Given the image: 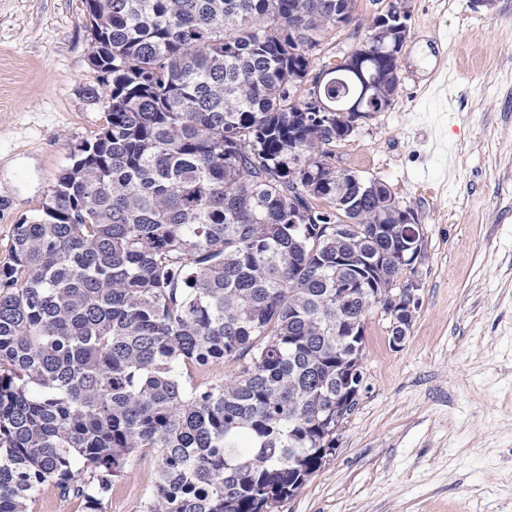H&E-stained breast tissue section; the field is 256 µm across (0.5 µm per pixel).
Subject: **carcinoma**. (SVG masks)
<instances>
[{
    "label": "carcinoma",
    "mask_w": 512,
    "mask_h": 512,
    "mask_svg": "<svg viewBox=\"0 0 512 512\" xmlns=\"http://www.w3.org/2000/svg\"><path fill=\"white\" fill-rule=\"evenodd\" d=\"M84 2L110 95L0 266V512L47 484L103 512L142 448L159 452L144 512H276L357 405L364 293L406 270L395 197L336 184L331 146L394 102L377 48L410 27L389 4L303 96L357 0ZM222 361L241 368L189 384Z\"/></svg>",
    "instance_id": "obj_1"
}]
</instances>
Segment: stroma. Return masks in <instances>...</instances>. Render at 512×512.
I'll return each instance as SVG.
<instances>
[{"instance_id":"1","label":"stroma","mask_w":512,"mask_h":512,"mask_svg":"<svg viewBox=\"0 0 512 512\" xmlns=\"http://www.w3.org/2000/svg\"><path fill=\"white\" fill-rule=\"evenodd\" d=\"M389 0H357L311 57L360 46ZM391 107L360 120L334 165L417 214L419 306L400 344L372 308L364 385L336 452L279 512H512V0H411ZM83 0H0V265L76 144L105 122ZM157 468L128 459L105 512H142Z\"/></svg>"}]
</instances>
